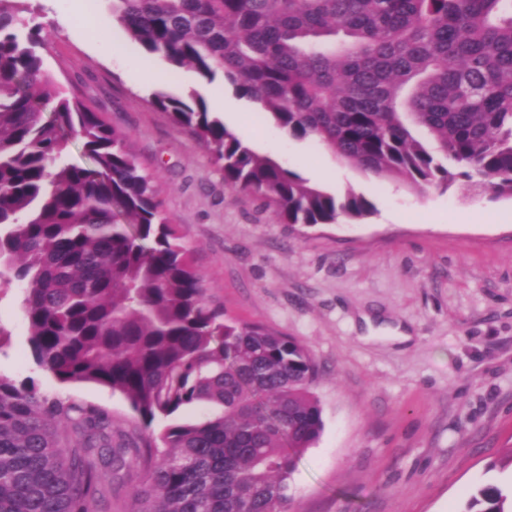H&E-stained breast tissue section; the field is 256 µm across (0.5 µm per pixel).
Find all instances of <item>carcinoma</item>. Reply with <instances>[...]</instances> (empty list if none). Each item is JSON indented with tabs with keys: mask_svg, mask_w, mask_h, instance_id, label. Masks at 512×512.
<instances>
[{
	"mask_svg": "<svg viewBox=\"0 0 512 512\" xmlns=\"http://www.w3.org/2000/svg\"><path fill=\"white\" fill-rule=\"evenodd\" d=\"M110 2L146 55L223 78L293 139L417 194L463 179L512 200V0ZM39 30L28 0H0V288L21 289L41 370L120 393L148 434L0 376V512H94L130 465L147 475L130 512H288L324 428L313 357L224 316L128 137L49 73ZM148 102L286 224L373 208L257 154L195 93ZM74 141L87 163L67 160ZM201 403L219 413L178 417ZM464 512L512 502L487 484Z\"/></svg>",
	"mask_w": 512,
	"mask_h": 512,
	"instance_id": "1",
	"label": "carcinoma"
}]
</instances>
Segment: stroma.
Wrapping results in <instances>:
<instances>
[{
  "instance_id": "35a3bbf8",
  "label": "stroma",
  "mask_w": 512,
  "mask_h": 512,
  "mask_svg": "<svg viewBox=\"0 0 512 512\" xmlns=\"http://www.w3.org/2000/svg\"><path fill=\"white\" fill-rule=\"evenodd\" d=\"M52 76L127 135L166 213L228 317L293 337L318 367L323 432L290 480V512H463L496 482L512 490V200L471 198L464 183L420 196L373 178L311 140H294L223 79L147 58L121 27L81 42L108 0H29ZM224 95L225 125L258 154L336 196L374 209L335 224H285L224 182L210 153L151 93ZM408 336L368 337L365 317ZM0 375L95 406L126 432L127 401L94 384H61L28 345L18 287L0 291Z\"/></svg>"
}]
</instances>
